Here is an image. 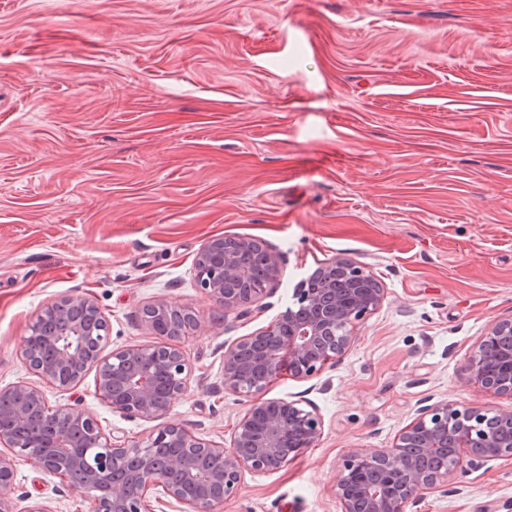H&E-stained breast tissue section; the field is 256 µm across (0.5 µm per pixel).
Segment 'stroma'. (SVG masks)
<instances>
[{
	"label": "stroma",
	"mask_w": 512,
	"mask_h": 512,
	"mask_svg": "<svg viewBox=\"0 0 512 512\" xmlns=\"http://www.w3.org/2000/svg\"><path fill=\"white\" fill-rule=\"evenodd\" d=\"M267 241L281 281L242 317L197 288L214 237ZM347 258L386 298L317 377L266 399L323 434L277 472H244L218 512H341L352 448H387L420 406L500 404L461 380L512 317V0H0V388L38 384L21 357L37 313L90 297L110 348L149 345L157 299L195 308L188 393L163 422L229 445L252 398L224 351L274 325L324 262ZM95 369L50 405L103 431L159 423L95 394ZM19 512H87L60 477L17 465ZM414 512H512V459L455 473Z\"/></svg>",
	"instance_id": "35a3bbf8"
}]
</instances>
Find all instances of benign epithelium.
Returning a JSON list of instances; mask_svg holds the SVG:
<instances>
[{"label": "benign epithelium", "instance_id": "obj_1", "mask_svg": "<svg viewBox=\"0 0 512 512\" xmlns=\"http://www.w3.org/2000/svg\"><path fill=\"white\" fill-rule=\"evenodd\" d=\"M263 255V280L252 281L240 263L241 252ZM282 257L249 237L208 240L194 262V279L224 315L242 316L279 284ZM297 309L271 328L240 338L224 352V385L256 396L234 431L230 446L204 441L190 429L166 425L136 440L105 434L90 411L71 405L53 408L37 386L17 383L0 389V419L10 405L21 420L31 405L46 420L41 440H21L0 426V512H16L10 497L16 462H33L41 471L67 482L82 474L77 492L89 512H154L147 504L153 489L188 508L217 512L237 494L243 472L269 474L322 435L321 417L294 402L259 394L282 370L302 379L319 375L353 343L354 326L377 310L385 291L361 264L336 258L323 263L297 290ZM201 322L195 309L158 299L146 306L142 321L164 337L159 318ZM22 341L27 367L59 390L77 385L88 365L96 369V393L112 411L128 418L157 420L173 400L187 394L190 370L180 345L163 342L115 349L105 355L110 326L88 297L66 296L45 306ZM462 380L500 398L512 399V318L500 319L480 338L462 368ZM512 458V408L473 406L459 410L446 402L418 408L389 448H352L335 478L342 512H409L427 491L448 486L460 468Z\"/></svg>", "mask_w": 512, "mask_h": 512}]
</instances>
